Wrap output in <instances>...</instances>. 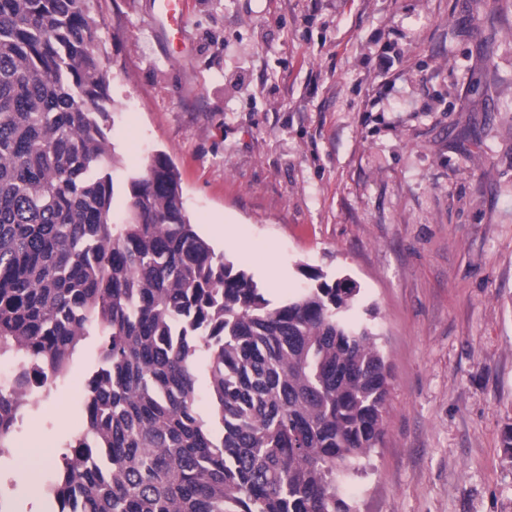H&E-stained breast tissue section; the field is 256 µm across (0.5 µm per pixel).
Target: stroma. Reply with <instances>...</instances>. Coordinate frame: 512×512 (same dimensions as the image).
<instances>
[{
    "mask_svg": "<svg viewBox=\"0 0 512 512\" xmlns=\"http://www.w3.org/2000/svg\"><path fill=\"white\" fill-rule=\"evenodd\" d=\"M187 59L153 0H99L119 176L166 153L191 223L278 303L308 265L360 288L391 371L356 512H512V0H188ZM90 336L12 438L84 428ZM28 460L0 458L12 512Z\"/></svg>",
    "mask_w": 512,
    "mask_h": 512,
    "instance_id": "stroma-1",
    "label": "stroma"
}]
</instances>
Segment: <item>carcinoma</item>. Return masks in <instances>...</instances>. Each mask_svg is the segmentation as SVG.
<instances>
[{
  "label": "carcinoma",
  "instance_id": "obj_1",
  "mask_svg": "<svg viewBox=\"0 0 512 512\" xmlns=\"http://www.w3.org/2000/svg\"><path fill=\"white\" fill-rule=\"evenodd\" d=\"M95 2L0 0V359L57 381L101 333L47 494L59 512H355L342 487L383 442L390 380L344 316L358 289L305 266L317 285L274 305L197 233L166 153L115 177ZM29 409L0 390V454ZM206 353L201 352L197 359L196 387L199 399V411L207 416L210 413V399L208 393V377L206 373Z\"/></svg>",
  "mask_w": 512,
  "mask_h": 512
}]
</instances>
